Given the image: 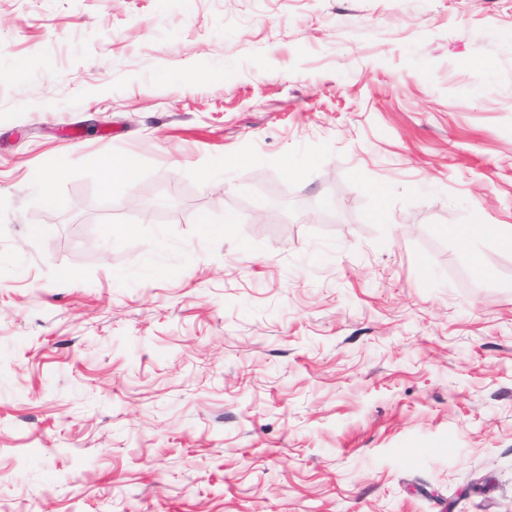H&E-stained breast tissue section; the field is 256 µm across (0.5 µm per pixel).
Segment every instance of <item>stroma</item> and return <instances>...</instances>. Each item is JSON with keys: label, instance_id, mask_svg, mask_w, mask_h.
<instances>
[{"label": "stroma", "instance_id": "stroma-1", "mask_svg": "<svg viewBox=\"0 0 512 512\" xmlns=\"http://www.w3.org/2000/svg\"><path fill=\"white\" fill-rule=\"evenodd\" d=\"M479 224L512 0H0V512H512ZM136 158L128 156L124 158H117L108 160L103 164V182L107 187L113 181L130 177L136 170Z\"/></svg>", "mask_w": 512, "mask_h": 512}]
</instances>
